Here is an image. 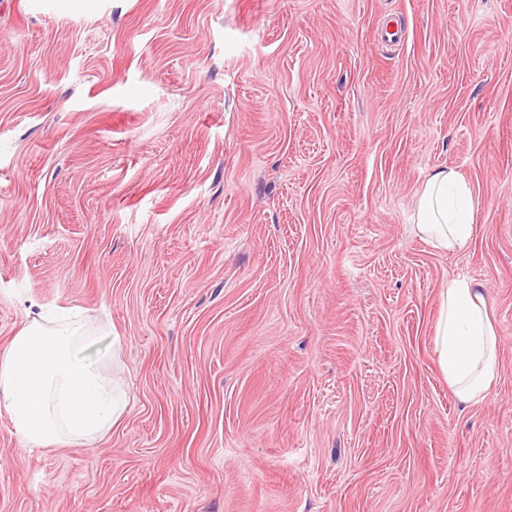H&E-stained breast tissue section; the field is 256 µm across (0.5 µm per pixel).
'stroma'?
I'll list each match as a JSON object with an SVG mask.
<instances>
[{"label":"stroma","instance_id":"obj_1","mask_svg":"<svg viewBox=\"0 0 512 512\" xmlns=\"http://www.w3.org/2000/svg\"><path fill=\"white\" fill-rule=\"evenodd\" d=\"M440 167L461 253L412 227ZM43 308L126 409L39 449L0 407V512H512V0H0V347ZM474 198L453 169L434 171L420 193L414 228L438 250L463 252L473 235ZM434 347L440 371L465 406L485 399L499 373L497 334L484 288L453 279L442 289Z\"/></svg>","mask_w":512,"mask_h":512}]
</instances>
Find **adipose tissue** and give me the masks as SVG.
I'll use <instances>...</instances> for the list:
<instances>
[{
	"label": "adipose tissue",
	"instance_id": "ef3b65f1",
	"mask_svg": "<svg viewBox=\"0 0 512 512\" xmlns=\"http://www.w3.org/2000/svg\"><path fill=\"white\" fill-rule=\"evenodd\" d=\"M474 198L452 169L429 175L414 228L435 248L462 252L473 235ZM91 321L76 309L34 315L0 349V407L29 446L50 448L93 440L121 418V384L103 357L87 354ZM434 347L458 401L485 399L499 373L497 334L482 286L454 279L441 292Z\"/></svg>",
	"mask_w": 512,
	"mask_h": 512
}]
</instances>
